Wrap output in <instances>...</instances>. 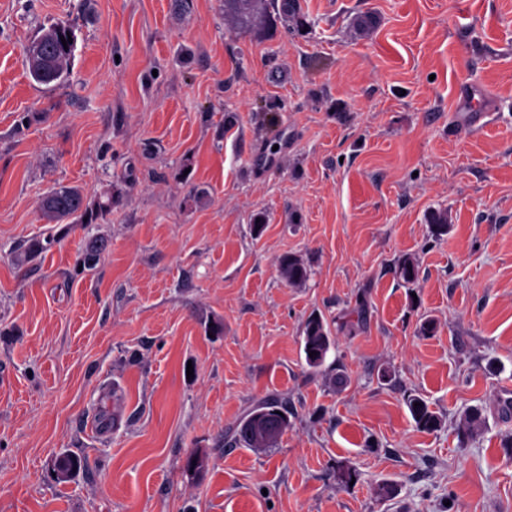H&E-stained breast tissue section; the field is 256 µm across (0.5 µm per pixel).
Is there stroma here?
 <instances>
[{
	"instance_id": "obj_1",
	"label": "stroma",
	"mask_w": 512,
	"mask_h": 512,
	"mask_svg": "<svg viewBox=\"0 0 512 512\" xmlns=\"http://www.w3.org/2000/svg\"><path fill=\"white\" fill-rule=\"evenodd\" d=\"M264 8L248 31L220 0H0V512H512V0ZM60 22L69 77L36 83L24 50ZM463 87L496 100L481 130ZM59 183L122 196L48 224ZM269 395L276 447H225ZM281 273L289 283H301L307 279L308 268L303 258L297 255H286L280 263ZM331 340L325 325L318 317L310 319L304 330V353L306 362L314 370L319 369L330 348ZM315 351L316 355L309 356V352ZM414 403H419V406L414 407ZM407 405L419 427L426 430H434L439 426L438 416L429 409L428 405L421 398L408 397Z\"/></svg>"
}]
</instances>
